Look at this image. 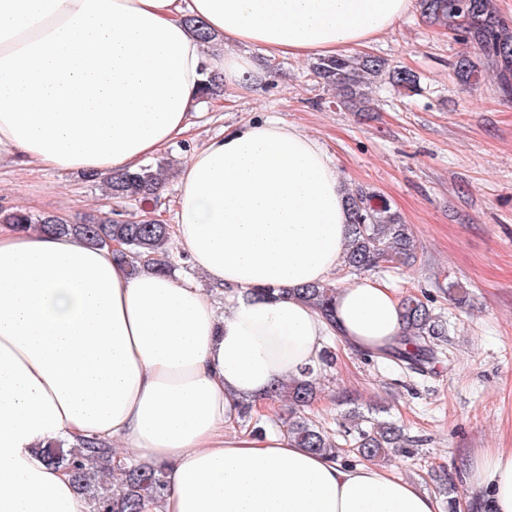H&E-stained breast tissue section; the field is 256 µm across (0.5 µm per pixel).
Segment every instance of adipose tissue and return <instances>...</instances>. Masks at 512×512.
<instances>
[{"label":"adipose tissue","instance_id":"ef3b65f1","mask_svg":"<svg viewBox=\"0 0 512 512\" xmlns=\"http://www.w3.org/2000/svg\"><path fill=\"white\" fill-rule=\"evenodd\" d=\"M411 0H0V170L139 168L186 138L204 71L248 92L240 47L329 57L371 43ZM223 35L210 50L186 25ZM174 235L207 288L72 236L0 226V512H89L37 450L97 439L166 468L145 512H441L393 471L315 454L276 428H233L274 381L316 368L340 337L376 351L402 332L395 289L339 288L335 319L261 289L329 280L348 237L325 148L274 118L225 129L179 173ZM224 296L216 307L211 293ZM480 512H512V450L482 456Z\"/></svg>","mask_w":512,"mask_h":512}]
</instances>
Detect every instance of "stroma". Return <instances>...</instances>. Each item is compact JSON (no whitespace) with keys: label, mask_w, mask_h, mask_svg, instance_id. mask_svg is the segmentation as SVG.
I'll return each mask as SVG.
<instances>
[{"label":"stroma","mask_w":512,"mask_h":512,"mask_svg":"<svg viewBox=\"0 0 512 512\" xmlns=\"http://www.w3.org/2000/svg\"><path fill=\"white\" fill-rule=\"evenodd\" d=\"M366 51L413 71L417 91L382 80L368 91L369 111L337 107L335 89L314 77L311 59L248 54L274 73L253 95L226 91L223 111L199 106L192 139L164 156L182 164L208 138L257 117L294 124L329 150L349 190L387 200L419 244L407 268L375 269L398 295L427 296L448 323L440 352L419 375L367 358L333 340L336 364L320 373L312 418L337 427L355 407L365 419L398 421L410 452L387 468L415 481L440 507L479 512L466 475L485 451L512 448V95L487 63L454 33L427 24L411 6ZM481 71L478 84L455 73L460 57ZM70 221L110 209L99 183L83 173L0 170V206Z\"/></svg>","instance_id":"35a3bbf8"}]
</instances>
